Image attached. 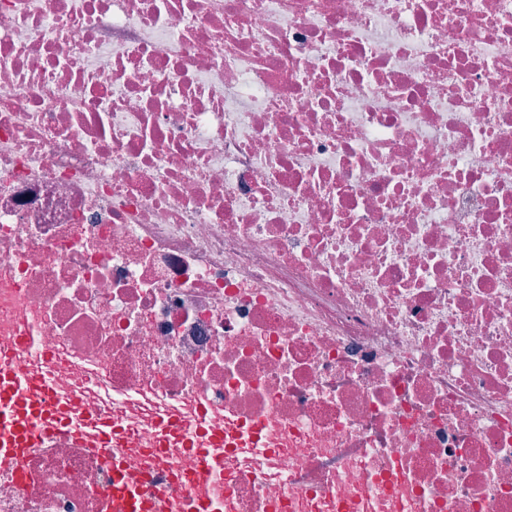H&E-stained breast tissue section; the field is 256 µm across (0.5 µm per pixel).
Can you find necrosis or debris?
<instances>
[{
    "label": "necrosis or debris",
    "mask_w": 512,
    "mask_h": 512,
    "mask_svg": "<svg viewBox=\"0 0 512 512\" xmlns=\"http://www.w3.org/2000/svg\"><path fill=\"white\" fill-rule=\"evenodd\" d=\"M24 333L270 422L225 512H512V0H0ZM111 486L63 443L0 512Z\"/></svg>",
    "instance_id": "necrosis-or-debris-1"
}]
</instances>
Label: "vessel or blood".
<instances>
[{"mask_svg": "<svg viewBox=\"0 0 512 512\" xmlns=\"http://www.w3.org/2000/svg\"><path fill=\"white\" fill-rule=\"evenodd\" d=\"M62 364L72 372L65 384L57 378ZM268 430L267 422L244 424L232 415L214 424L207 406L185 410L149 384L115 387L53 350L0 346V471L23 472L32 449L72 444L111 470L114 512H142L174 448L195 463L179 476L180 512H217L216 477L239 476L227 459L268 458Z\"/></svg>", "mask_w": 512, "mask_h": 512, "instance_id": "obj_1", "label": "vessel or blood"}]
</instances>
